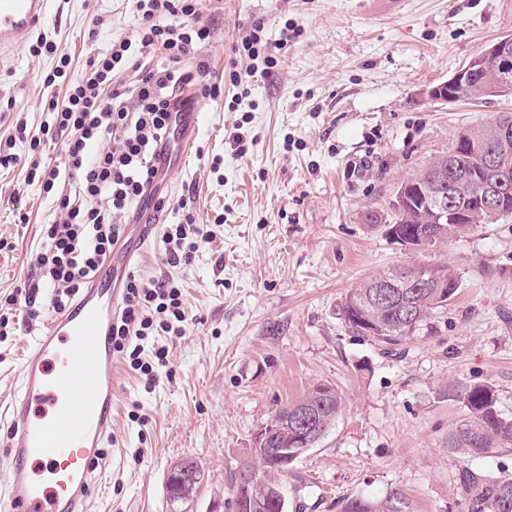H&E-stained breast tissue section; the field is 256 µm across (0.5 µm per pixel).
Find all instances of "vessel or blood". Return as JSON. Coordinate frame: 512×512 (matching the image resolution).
I'll return each instance as SVG.
<instances>
[{"mask_svg":"<svg viewBox=\"0 0 512 512\" xmlns=\"http://www.w3.org/2000/svg\"><path fill=\"white\" fill-rule=\"evenodd\" d=\"M48 0H0V47L30 35ZM200 113L177 117L181 151L193 145ZM108 263L67 313L29 345L19 393L7 408L0 460L9 470L0 512H87L94 464L112 424V319L122 303Z\"/></svg>","mask_w":512,"mask_h":512,"instance_id":"b4317fda","label":"vessel or blood"}]
</instances>
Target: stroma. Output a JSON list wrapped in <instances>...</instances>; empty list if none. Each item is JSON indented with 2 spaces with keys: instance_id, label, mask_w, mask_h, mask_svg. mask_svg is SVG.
<instances>
[{
  "instance_id": "1",
  "label": "stroma",
  "mask_w": 512,
  "mask_h": 512,
  "mask_svg": "<svg viewBox=\"0 0 512 512\" xmlns=\"http://www.w3.org/2000/svg\"><path fill=\"white\" fill-rule=\"evenodd\" d=\"M200 21L210 30L200 55L220 94L203 98L200 133L162 195L170 220L185 206L213 239L188 266L164 264L159 236L137 259L144 282L180 283L192 320L168 339L154 384L117 359L93 512H221L239 467L255 461L256 432L320 384L344 409L316 448L276 474L288 512H339V500L392 490L412 512H464L463 462L448 452L464 410L448 388L490 382L512 416V218L413 253L364 214L385 208L459 129L512 113V96L449 104L427 94L512 35V0H202ZM258 23L274 64L250 77L240 47ZM138 24L131 0H50L34 34L0 51V138L19 120L40 132L53 61L30 54L37 38L68 55L77 77ZM238 96L249 111L234 110ZM55 218L22 167L0 170V240L13 244L0 250V299L34 274L41 227ZM410 262L449 267L461 286L433 331L387 355L345 330L338 305ZM14 315L15 334L0 343L1 408L53 312ZM185 459L205 480L194 502L173 504L167 473Z\"/></svg>"
}]
</instances>
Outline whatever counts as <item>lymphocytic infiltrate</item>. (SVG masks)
I'll use <instances>...</instances> for the list:
<instances>
[{"label": "lymphocytic infiltrate", "instance_id": "lymphocytic-infiltrate-1", "mask_svg": "<svg viewBox=\"0 0 512 512\" xmlns=\"http://www.w3.org/2000/svg\"><path fill=\"white\" fill-rule=\"evenodd\" d=\"M135 8L141 23L134 38L99 52L80 79H70L71 59L58 54L55 44L42 40L31 49L33 55L56 58L43 80V135L28 136L24 126H17L15 137L0 148V167L24 162L26 182L64 219L43 226L44 247L36 257L35 274L8 297L12 303L23 301L30 315H37L45 304L55 313L65 312L103 270L123 233L113 214L134 221L141 202L157 193L171 154L167 133L184 105V92H210L206 62L196 61L191 69L184 66L208 37L199 23L198 0H135ZM144 51L160 52L164 65L148 70L134 85H123L119 75L133 53ZM62 78L67 91L60 98L54 88ZM57 137L64 160L55 164L49 149ZM19 143L25 146L21 155L14 151ZM69 183L75 186L73 194L62 193ZM210 238V230L192 215L166 223L167 265H190ZM188 324V303L178 282L147 283L132 274L112 320V347L153 382L159 368L168 364L169 349L155 347L151 359L143 360L146 340L183 336Z\"/></svg>", "mask_w": 512, "mask_h": 512}]
</instances>
